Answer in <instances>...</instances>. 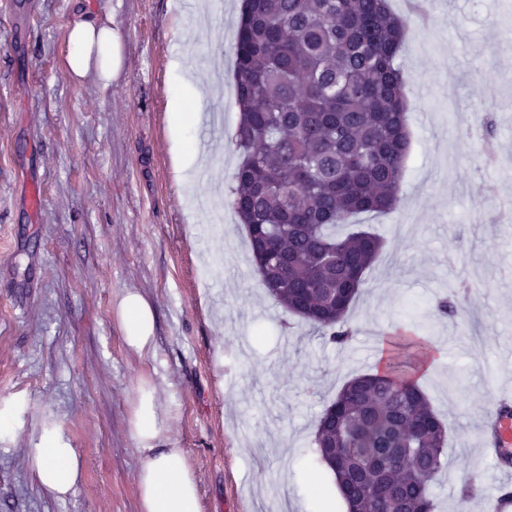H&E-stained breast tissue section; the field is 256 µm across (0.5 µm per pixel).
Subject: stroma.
<instances>
[{
	"label": "stroma",
	"instance_id": "1",
	"mask_svg": "<svg viewBox=\"0 0 512 512\" xmlns=\"http://www.w3.org/2000/svg\"><path fill=\"white\" fill-rule=\"evenodd\" d=\"M98 13L121 42L109 86L66 71L67 25ZM241 0H0V512H140L131 403L150 381L195 472L203 512H346L314 433L352 378L383 369V337L440 339L412 370L448 431L437 512H477L496 477L477 410L512 388V0H429L399 63L411 138L400 203L357 221L384 240L348 319L326 342L267 295L229 206ZM205 95L172 134L169 100ZM489 108L493 132L473 126ZM197 155L187 188L176 151ZM42 195L38 210L25 188ZM140 291L154 348L124 343L112 309ZM454 298L457 312L439 314ZM64 428L82 461L73 491L35 479L37 428Z\"/></svg>",
	"mask_w": 512,
	"mask_h": 512
}]
</instances>
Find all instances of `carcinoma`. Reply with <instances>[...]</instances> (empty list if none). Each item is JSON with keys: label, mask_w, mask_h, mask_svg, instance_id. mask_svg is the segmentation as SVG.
Here are the masks:
<instances>
[{"label": "carcinoma", "mask_w": 512, "mask_h": 512, "mask_svg": "<svg viewBox=\"0 0 512 512\" xmlns=\"http://www.w3.org/2000/svg\"><path fill=\"white\" fill-rule=\"evenodd\" d=\"M407 24L388 0H242L234 141L242 160L230 206L269 297L344 346L347 316L383 242L337 229L360 214L396 210L410 147L399 50ZM425 359L427 336L407 338ZM446 428L407 362L348 381L324 408L318 455L351 462L334 472L347 512H435L432 493ZM389 450L396 463L377 487Z\"/></svg>", "instance_id": "1"}]
</instances>
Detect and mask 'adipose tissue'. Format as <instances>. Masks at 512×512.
Wrapping results in <instances>:
<instances>
[{"label": "adipose tissue", "instance_id": "obj_1", "mask_svg": "<svg viewBox=\"0 0 512 512\" xmlns=\"http://www.w3.org/2000/svg\"><path fill=\"white\" fill-rule=\"evenodd\" d=\"M68 47L66 68L72 78L111 84L121 64L120 44L98 14L84 10L72 16ZM114 317L130 351L143 355L152 350L155 313L142 293H122L115 303ZM169 420L170 412L157 402L154 387L141 384L131 418V436L142 460L137 479L141 512H202L197 479L183 449L174 447L167 435ZM28 456L42 486L61 496L73 490L81 458L61 425H45Z\"/></svg>", "mask_w": 512, "mask_h": 512}]
</instances>
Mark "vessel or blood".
Wrapping results in <instances>:
<instances>
[{
  "label": "vessel or blood",
  "instance_id": "b4317fda",
  "mask_svg": "<svg viewBox=\"0 0 512 512\" xmlns=\"http://www.w3.org/2000/svg\"><path fill=\"white\" fill-rule=\"evenodd\" d=\"M479 419L483 451L496 461L500 478L481 496L482 512H512V395H497Z\"/></svg>",
  "mask_w": 512,
  "mask_h": 512
}]
</instances>
